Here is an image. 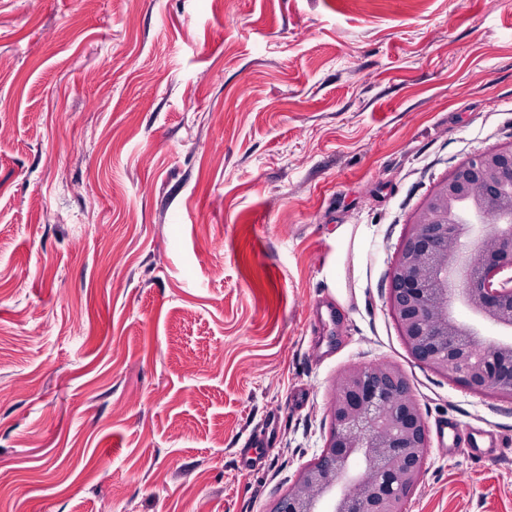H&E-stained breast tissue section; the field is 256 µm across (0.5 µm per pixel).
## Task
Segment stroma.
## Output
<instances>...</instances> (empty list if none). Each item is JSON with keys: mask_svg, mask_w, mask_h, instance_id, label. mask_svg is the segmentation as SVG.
Segmentation results:
<instances>
[{"mask_svg": "<svg viewBox=\"0 0 512 512\" xmlns=\"http://www.w3.org/2000/svg\"><path fill=\"white\" fill-rule=\"evenodd\" d=\"M0 60V512H270L381 364L428 431L404 512H512V401L388 299L435 186L512 144V0H0ZM353 224H340L332 234V253L325 268L327 282L337 299L343 297V284L339 276V261L353 240ZM464 442L467 448L460 449L464 450L468 456L479 461H489L501 451V443L498 436L489 430L479 427L470 428Z\"/></svg>", "mask_w": 512, "mask_h": 512, "instance_id": "35a3bbf8", "label": "stroma"}]
</instances>
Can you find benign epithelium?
<instances>
[{"label":"benign epithelium","mask_w":512,"mask_h":512,"mask_svg":"<svg viewBox=\"0 0 512 512\" xmlns=\"http://www.w3.org/2000/svg\"><path fill=\"white\" fill-rule=\"evenodd\" d=\"M512 145L477 154L427 197L389 274L411 357L512 401ZM320 455L270 512H403L422 476L426 423L391 365L341 373Z\"/></svg>","instance_id":"7a95c632"}]
</instances>
